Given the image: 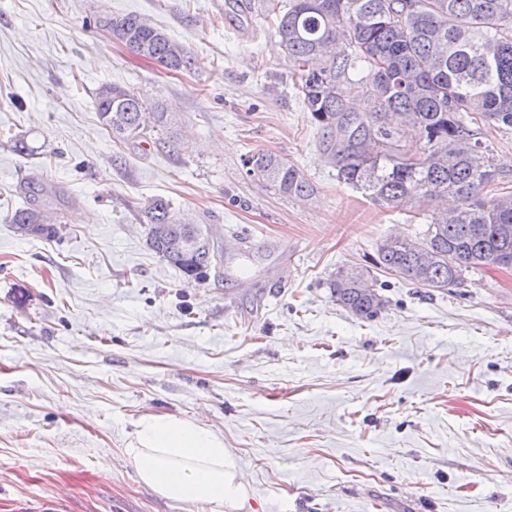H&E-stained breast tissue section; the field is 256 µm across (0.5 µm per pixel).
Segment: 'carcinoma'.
<instances>
[{"label":"carcinoma","instance_id":"carcinoma-1","mask_svg":"<svg viewBox=\"0 0 512 512\" xmlns=\"http://www.w3.org/2000/svg\"><path fill=\"white\" fill-rule=\"evenodd\" d=\"M279 46L299 70L297 88L306 111L326 135L336 177L383 207L451 198L448 213L430 216L422 236L390 238L377 250L375 265L425 288L464 282V272L483 266H512V194L486 198L495 169L481 151L484 122L512 129V0H260ZM112 38L137 57L171 71L195 64L186 48L138 15L101 16ZM348 50L336 56V41ZM370 69L365 93L373 111L350 106L362 88L349 74ZM96 110L113 138L171 141L172 118L162 103L147 102L117 84L96 92ZM424 142L420 155L403 151L399 127ZM250 171L280 192L305 196L310 185L286 159L269 152L246 158ZM27 205L11 224L22 236L52 239L59 212L47 204L44 184L27 182ZM141 212L147 244L170 266L196 281L207 279L216 261L210 227L183 223L163 198L148 200ZM193 238L204 242L195 256ZM337 304L372 320L384 308L377 283L362 270L337 273L330 283Z\"/></svg>","mask_w":512,"mask_h":512}]
</instances>
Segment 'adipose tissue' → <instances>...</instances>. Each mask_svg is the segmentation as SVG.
Returning a JSON list of instances; mask_svg holds the SVG:
<instances>
[{"instance_id": "obj_1", "label": "adipose tissue", "mask_w": 512, "mask_h": 512, "mask_svg": "<svg viewBox=\"0 0 512 512\" xmlns=\"http://www.w3.org/2000/svg\"><path fill=\"white\" fill-rule=\"evenodd\" d=\"M140 482L176 502L203 503L210 512H252L249 485L220 433L197 422L147 416L126 450Z\"/></svg>"}]
</instances>
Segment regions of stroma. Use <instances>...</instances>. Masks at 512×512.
I'll use <instances>...</instances> for the list:
<instances>
[{"label": "stroma", "instance_id": "stroma-1", "mask_svg": "<svg viewBox=\"0 0 512 512\" xmlns=\"http://www.w3.org/2000/svg\"><path fill=\"white\" fill-rule=\"evenodd\" d=\"M105 14L148 19L195 66L134 56ZM296 82L243 0H0V512H209L140 483L125 448L148 415L223 435L254 512H512V268L435 289L375 266L433 205L338 181ZM112 83L162 102L174 145L113 139L95 104ZM479 139L488 194L512 191V129ZM256 151L309 195L249 173ZM35 174L61 197L52 240L8 222ZM154 197L211 226L220 274L195 282L150 249ZM352 267L381 285L374 319L331 294ZM246 164L250 172L261 177L280 192L288 195L305 196L310 185L303 175L286 159L269 152H255L248 155Z\"/></svg>", "mask_w": 512, "mask_h": 512}]
</instances>
